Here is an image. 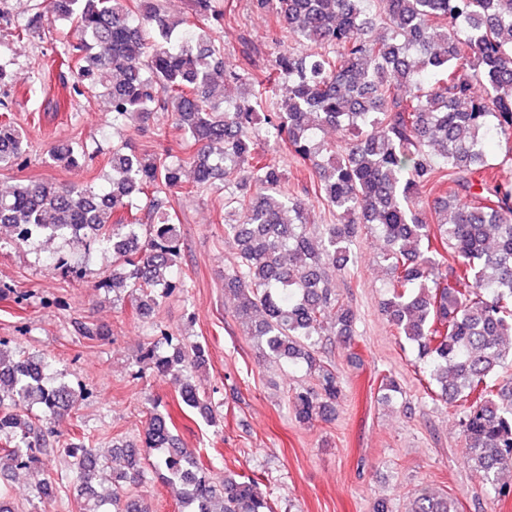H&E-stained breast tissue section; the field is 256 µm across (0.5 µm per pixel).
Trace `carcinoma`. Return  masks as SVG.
Here are the masks:
<instances>
[{"label": "carcinoma", "instance_id": "carcinoma-1", "mask_svg": "<svg viewBox=\"0 0 512 512\" xmlns=\"http://www.w3.org/2000/svg\"><path fill=\"white\" fill-rule=\"evenodd\" d=\"M18 2L27 15L18 39L39 32L46 11L69 23L56 55L72 69L73 92L106 105L113 130L132 116L146 125L170 114L194 177L183 187L184 160L170 149L114 146L104 188L31 180L0 193L1 233L112 252V277L98 287L127 292L132 315L144 321L169 296L189 297L160 195L224 189V235L237 245L224 291L259 355L312 380L292 396L296 420L309 424L331 420L342 396L319 350L329 320L339 339H354L356 314L337 293L336 274L357 264L353 242L371 230L388 272L383 311L425 359L427 395L457 418L464 462L483 473L485 491L512 493V181L495 173L512 167V0H253L274 17V69L289 84L279 103L274 87L224 68V47L203 30L224 23L220 0H193L190 18L170 17L160 0ZM265 105L275 113L261 118ZM327 128L349 133L341 149L318 139ZM262 139L312 163L314 198L335 223L308 222L310 198L288 193L280 165L255 148ZM495 142L505 153L492 163ZM89 155L70 140L51 147L52 160L68 165ZM26 158L25 136L0 101V170ZM435 183L448 192L430 204L425 192ZM143 203L156 222H141ZM447 248L456 269L441 263ZM50 266L86 275L66 256ZM151 329L140 362L178 380L181 403L216 422L193 382L207 347L154 322ZM378 392L389 402L401 386L383 374ZM91 396L45 355L0 339V472L48 470L57 427ZM172 427L153 403L141 447L114 448L122 469L83 440L66 444L84 512H149L121 497L151 472L177 488L180 512H273L254 478L212 480ZM409 512H459V502L422 490Z\"/></svg>", "mask_w": 512, "mask_h": 512}]
</instances>
